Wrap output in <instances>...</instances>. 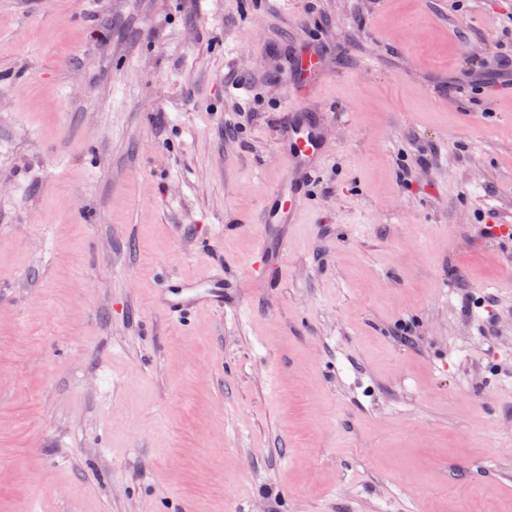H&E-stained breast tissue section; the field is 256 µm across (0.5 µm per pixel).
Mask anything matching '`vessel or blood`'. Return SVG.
I'll use <instances>...</instances> for the list:
<instances>
[{"label":"vessel or blood","instance_id":"obj_1","mask_svg":"<svg viewBox=\"0 0 512 512\" xmlns=\"http://www.w3.org/2000/svg\"><path fill=\"white\" fill-rule=\"evenodd\" d=\"M301 70L304 79L296 87L289 114L280 123V131L288 141V150L283 156V176L257 216L264 232L263 256L257 273L270 283L278 282L283 272L288 248L283 229L298 223L310 174L326 156L317 121L302 116L303 101L313 92L322 73L319 56L306 53L301 59ZM241 298L236 283L225 278L223 271L211 267L193 279L177 275L164 278L153 293L152 303L158 311L179 317L203 310L220 311L225 304Z\"/></svg>","mask_w":512,"mask_h":512}]
</instances>
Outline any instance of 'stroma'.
<instances>
[{
    "instance_id": "stroma-1",
    "label": "stroma",
    "mask_w": 512,
    "mask_h": 512,
    "mask_svg": "<svg viewBox=\"0 0 512 512\" xmlns=\"http://www.w3.org/2000/svg\"><path fill=\"white\" fill-rule=\"evenodd\" d=\"M510 58L512 0H0V512H512ZM303 81L293 93L294 103L280 123V131L288 140V151L283 156V177L278 181L257 216L264 236L261 244L262 260L256 271L269 283L278 282L283 272L287 252L286 236L281 229L299 223V215L306 196L310 174L325 159L319 125L314 119H303V100L314 90L322 73L318 55L307 52L301 58ZM234 281L224 278V271L209 267L199 277L188 279L177 275L164 278L155 289L152 303L158 311L182 316L203 310L224 311V304L243 299Z\"/></svg>"
}]
</instances>
